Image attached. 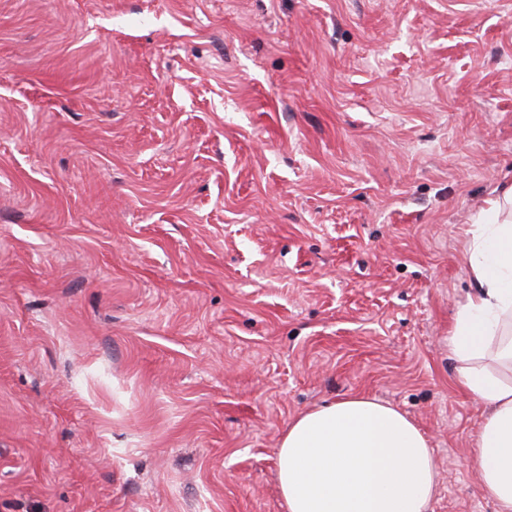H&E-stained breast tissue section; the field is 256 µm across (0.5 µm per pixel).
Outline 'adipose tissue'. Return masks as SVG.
<instances>
[{
	"instance_id": "1",
	"label": "adipose tissue",
	"mask_w": 512,
	"mask_h": 512,
	"mask_svg": "<svg viewBox=\"0 0 512 512\" xmlns=\"http://www.w3.org/2000/svg\"><path fill=\"white\" fill-rule=\"evenodd\" d=\"M478 288L448 336L458 384L487 408L475 444L480 488L512 512V188L489 198L470 228ZM433 451L396 408L351 396L289 422L278 448L287 512H428L437 487Z\"/></svg>"
}]
</instances>
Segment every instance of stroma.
Masks as SVG:
<instances>
[{
    "instance_id": "1",
    "label": "stroma",
    "mask_w": 512,
    "mask_h": 512,
    "mask_svg": "<svg viewBox=\"0 0 512 512\" xmlns=\"http://www.w3.org/2000/svg\"><path fill=\"white\" fill-rule=\"evenodd\" d=\"M512 185V0H0V512H286L290 420L428 437Z\"/></svg>"
}]
</instances>
